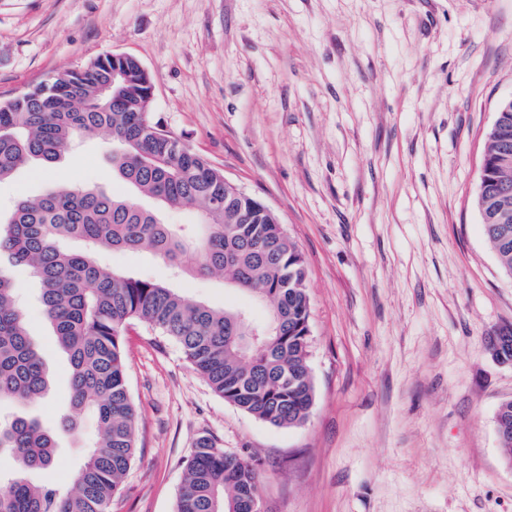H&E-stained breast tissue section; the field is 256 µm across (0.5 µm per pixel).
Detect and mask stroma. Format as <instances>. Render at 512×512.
Segmentation results:
<instances>
[{
    "label": "stroma",
    "instance_id": "stroma-1",
    "mask_svg": "<svg viewBox=\"0 0 512 512\" xmlns=\"http://www.w3.org/2000/svg\"><path fill=\"white\" fill-rule=\"evenodd\" d=\"M138 58L151 112L280 217L311 298L310 420L278 428L215 396L178 346L133 324L124 346L138 453L112 512H174L209 436L261 462L262 512H512L494 417L512 364V275L475 200L487 133L512 98V0H0V100L105 54ZM109 140L0 182V214L58 186L123 191ZM113 268L169 277L150 252ZM52 374L27 414L67 412L69 366L39 284L13 267ZM221 308L265 307L211 276L177 283ZM62 440L32 479L66 485L97 433Z\"/></svg>",
    "mask_w": 512,
    "mask_h": 512
}]
</instances>
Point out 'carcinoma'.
<instances>
[{
    "mask_svg": "<svg viewBox=\"0 0 512 512\" xmlns=\"http://www.w3.org/2000/svg\"><path fill=\"white\" fill-rule=\"evenodd\" d=\"M100 56L0 102V181L32 160L50 165L78 139L106 134L112 172L134 194L96 187H61L15 201L0 225V261L25 266L40 283L39 304L67 354L68 406L73 415L45 421L26 413L0 419V512H111L112 498L136 456L137 413L127 384L124 330L137 322L174 342L211 391L276 427L310 419L315 393L308 359L311 301L304 258L282 235L264 249L274 214L244 224L224 209V173L183 145L150 115L152 76ZM181 144L179 151L171 143ZM512 99L499 104L487 138L477 207L500 267L512 274ZM164 208L196 207L202 234L184 235L138 197ZM146 250L183 273L217 276L268 309L256 323L238 307L215 308L167 284L111 268L102 253ZM193 259L185 267L184 259ZM271 326L242 348L238 339ZM50 377L29 333L19 286L0 271V405L45 398ZM91 412L98 434L69 483H35L30 474L52 467L58 438L79 436L75 414ZM506 422L500 447L512 463V400L496 412ZM261 462L233 456L202 436L186 461L175 512H249L259 495Z\"/></svg>",
    "mask_w": 512,
    "mask_h": 512,
    "instance_id": "carcinoma-1",
    "label": "carcinoma"
}]
</instances>
